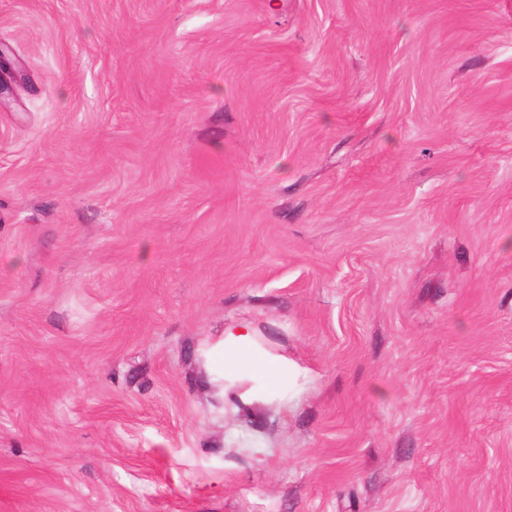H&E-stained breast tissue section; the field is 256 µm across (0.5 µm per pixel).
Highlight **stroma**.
Returning <instances> with one entry per match:
<instances>
[{
	"mask_svg": "<svg viewBox=\"0 0 512 512\" xmlns=\"http://www.w3.org/2000/svg\"><path fill=\"white\" fill-rule=\"evenodd\" d=\"M0 52V512H512V0H0Z\"/></svg>",
	"mask_w": 512,
	"mask_h": 512,
	"instance_id": "35a3bbf8",
	"label": "stroma"
}]
</instances>
